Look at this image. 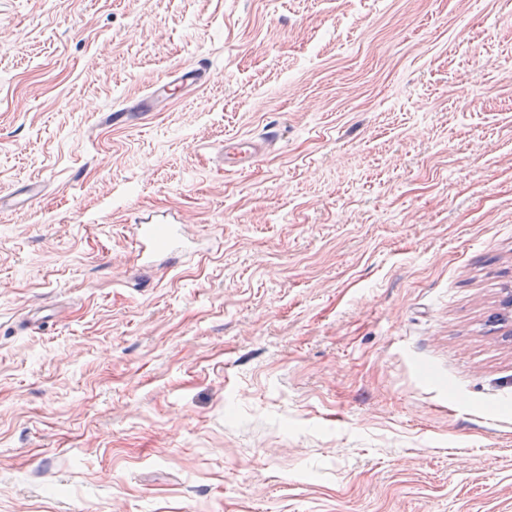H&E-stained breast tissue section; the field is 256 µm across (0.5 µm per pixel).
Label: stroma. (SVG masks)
I'll return each mask as SVG.
<instances>
[{
    "label": "stroma",
    "mask_w": 512,
    "mask_h": 512,
    "mask_svg": "<svg viewBox=\"0 0 512 512\" xmlns=\"http://www.w3.org/2000/svg\"><path fill=\"white\" fill-rule=\"evenodd\" d=\"M511 297L512 0H0V512H512ZM199 78L200 74L197 69L181 71L177 76H175L174 79L170 81H162L156 84L149 97L145 100V106H147L149 102H152L160 94L161 91L166 92L167 88L171 87L173 84L187 87L189 85L195 84ZM261 150V145L253 140L239 137L225 139V171H240L249 168L258 161Z\"/></svg>",
    "instance_id": "35a3bbf8"
}]
</instances>
